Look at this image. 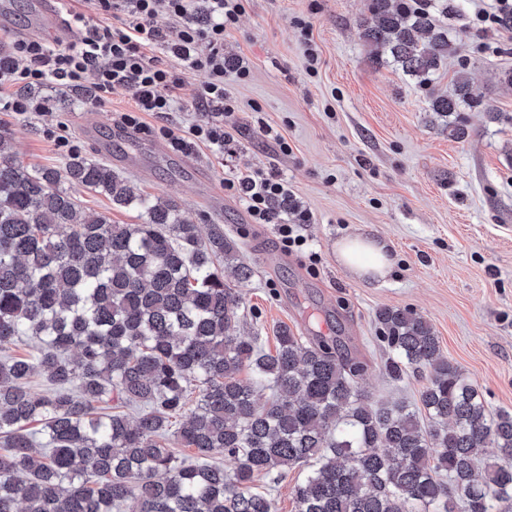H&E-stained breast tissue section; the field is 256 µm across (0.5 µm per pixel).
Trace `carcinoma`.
<instances>
[{
  "label": "carcinoma",
  "mask_w": 512,
  "mask_h": 512,
  "mask_svg": "<svg viewBox=\"0 0 512 512\" xmlns=\"http://www.w3.org/2000/svg\"><path fill=\"white\" fill-rule=\"evenodd\" d=\"M359 28L376 64L421 85L455 52L410 0H368ZM453 84L427 111H494L466 71ZM65 183L147 221L114 224ZM229 266L252 275L222 231L202 238L111 165L30 168L0 130V512H277L254 478L296 468L295 512H512V413L488 409L426 318L377 312L388 373L429 372L420 406L378 403L334 344L285 326L268 353L241 335Z\"/></svg>",
  "instance_id": "cac0c4a2"
}]
</instances>
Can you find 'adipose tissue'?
Segmentation results:
<instances>
[{"label":"adipose tissue","mask_w":512,"mask_h":512,"mask_svg":"<svg viewBox=\"0 0 512 512\" xmlns=\"http://www.w3.org/2000/svg\"><path fill=\"white\" fill-rule=\"evenodd\" d=\"M336 259L354 277L366 282L385 277L392 265L385 243L365 233L339 239Z\"/></svg>","instance_id":"ef3b65f1"}]
</instances>
